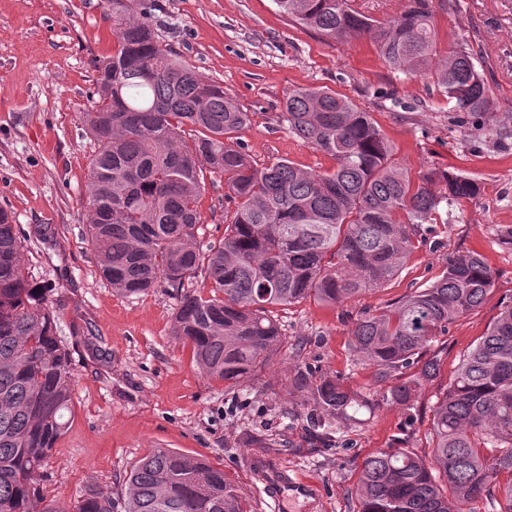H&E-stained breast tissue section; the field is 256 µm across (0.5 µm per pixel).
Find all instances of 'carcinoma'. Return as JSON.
I'll list each match as a JSON object with an SVG mask.
<instances>
[{
    "label": "carcinoma",
    "instance_id": "1",
    "mask_svg": "<svg viewBox=\"0 0 512 512\" xmlns=\"http://www.w3.org/2000/svg\"><path fill=\"white\" fill-rule=\"evenodd\" d=\"M280 12L327 42L370 36L393 69L434 79L451 112H488L492 100L465 48L431 68L432 0H407L387 22L353 0H274ZM112 53L94 60L95 96L83 124L93 138L87 242L98 272L121 295L162 284L183 289L201 271L209 295L179 294L172 335L197 368L229 384L249 378L281 345L274 312L308 298L336 305L380 288L403 268L420 225L441 203L471 199L478 183L430 170L413 180L369 113L323 88L288 93L285 121L330 156L324 173L277 161L258 168L235 134L249 113L224 86L163 45L148 7L112 0ZM233 192L224 238L201 247L196 226L206 174ZM18 225L0 209V512H64L40 489L41 469L72 413L69 348L56 310L26 272ZM494 285L478 253L448 257L441 275L351 329L354 354L409 407L439 375L433 339L476 310ZM296 385L323 417L359 403L340 382ZM434 446L369 457L356 482L357 512H512V303L467 353L432 410ZM74 512H246L224 471L169 448H153L126 474L122 494L91 486Z\"/></svg>",
    "mask_w": 512,
    "mask_h": 512
}]
</instances>
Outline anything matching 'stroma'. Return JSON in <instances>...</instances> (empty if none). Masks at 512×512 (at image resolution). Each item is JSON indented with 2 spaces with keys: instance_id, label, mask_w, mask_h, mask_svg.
<instances>
[{
  "instance_id": "35a3bbf8",
  "label": "stroma",
  "mask_w": 512,
  "mask_h": 512,
  "mask_svg": "<svg viewBox=\"0 0 512 512\" xmlns=\"http://www.w3.org/2000/svg\"><path fill=\"white\" fill-rule=\"evenodd\" d=\"M153 2L165 44L249 112L237 139L254 165L287 159L307 170L333 168L282 119L290 89L323 87L370 113L395 162L412 174L461 173L480 191L440 206L384 287L341 304L310 299L279 311L283 341L267 366L235 386L209 379L172 335L175 289L117 294L86 241L81 200L94 142L81 114L92 106L93 61L112 51L111 4L0 0V207L24 234L25 266L49 291L75 377L69 428L42 470V491L68 507L91 485L118 494L136 460L172 448L223 469L249 512H356L351 490L364 460L399 446L427 455L433 406L512 299V0H457V13L435 12L438 55L466 45L494 102L493 111L462 120L432 80L391 69L369 36L326 43L274 0ZM228 193L223 177L206 176L200 244L223 237ZM468 252L492 269V291L439 338L440 375L414 406L390 404L387 384L375 383L372 366L354 356L355 319L434 282L448 256ZM308 369L362 399L333 419L327 442L310 428L319 408L294 385Z\"/></svg>"
}]
</instances>
